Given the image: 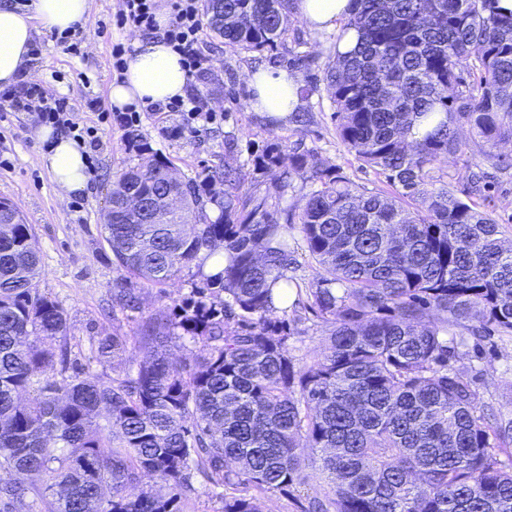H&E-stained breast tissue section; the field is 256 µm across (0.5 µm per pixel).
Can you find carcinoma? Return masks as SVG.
I'll return each mask as SVG.
<instances>
[{"label": "carcinoma", "instance_id": "carcinoma-1", "mask_svg": "<svg viewBox=\"0 0 512 512\" xmlns=\"http://www.w3.org/2000/svg\"><path fill=\"white\" fill-rule=\"evenodd\" d=\"M290 0H204L224 46L260 52L285 43ZM345 30L358 44L325 64L336 133L380 171L385 188H359L314 156L270 147L254 181L281 169L280 191L311 171L299 213L224 164L197 181L170 174L147 147L113 172L104 240L122 274L112 301L137 309L135 284H166L224 251L170 316L138 336L98 341L107 362L140 353L109 383L69 369L67 318L39 290L31 225L7 199L0 224V505L38 490L47 512H175L201 474L224 512H263L311 468L325 485L308 512H512V418L497 415L455 367L463 326L512 335V250L502 225L433 183L436 161L459 151L457 116L482 155L512 139V11L491 0H352ZM466 70L479 73L468 82ZM430 129L417 138L413 129ZM221 209L212 221L201 192ZM143 198L129 218L127 196ZM300 234L322 270L302 289L288 276ZM325 327L323 349L292 353L291 292ZM280 311L278 319L269 318ZM178 342L191 362L170 356ZM153 484L134 494L141 477Z\"/></svg>", "mask_w": 512, "mask_h": 512}]
</instances>
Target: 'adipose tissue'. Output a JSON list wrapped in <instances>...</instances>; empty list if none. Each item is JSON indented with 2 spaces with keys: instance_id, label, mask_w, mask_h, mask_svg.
Segmentation results:
<instances>
[{
  "instance_id": "ef3b65f1",
  "label": "adipose tissue",
  "mask_w": 512,
  "mask_h": 512,
  "mask_svg": "<svg viewBox=\"0 0 512 512\" xmlns=\"http://www.w3.org/2000/svg\"><path fill=\"white\" fill-rule=\"evenodd\" d=\"M350 0H299L298 12L308 28L331 30L345 20ZM89 21V0H30L28 11H21L10 0H0V90L13 87L29 72L30 45L35 27L59 34H70ZM189 75L180 56L165 41L139 43L122 82L112 85L110 101L116 107L135 103H161L183 98ZM250 86L255 98L250 106L269 118L282 121L300 102L297 74L285 68L261 67L252 73ZM42 140L51 147L42 161L63 195L87 193L90 175L84 145L69 136L41 127Z\"/></svg>"
}]
</instances>
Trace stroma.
I'll return each instance as SVG.
<instances>
[{
  "mask_svg": "<svg viewBox=\"0 0 512 512\" xmlns=\"http://www.w3.org/2000/svg\"><path fill=\"white\" fill-rule=\"evenodd\" d=\"M119 0H91L90 19L80 34L79 54L67 52L61 37L37 29L33 43L40 49L31 62L29 81L41 83L66 98L80 123L95 121L90 102L110 109L111 50L121 43L134 47L141 32L118 27L115 15ZM338 30L309 29L292 16L288 39L273 51L234 52L220 45L219 37L204 32L202 51L208 58L206 79H191L188 94L204 98L216 112L213 122L185 124L180 113L161 116L142 113L138 133L154 151L169 159L174 170L186 178L202 176L204 170L223 162L251 172V160L270 145H280L285 155H314L320 167L372 189L384 178L348 152L336 134L331 89L324 79V64L333 54ZM271 64L298 73L300 103L294 114L276 123L265 113L254 111L249 101V75L259 66ZM40 124L34 114L8 113L0 121V157L8 167L0 168V199L12 201L31 224L43 274L41 292L56 300L67 317L70 361L82 376L108 382L119 370L99 360L97 340L118 332L135 335L142 320L168 313L192 288L202 286L197 270L183 272L164 287H139L140 309L108 316L112 282L119 275L112 252L104 240L101 217L112 174L134 164L138 155L127 143L128 133L115 124L100 135L93 152L90 190L84 196L60 198L59 189L41 162L47 142L37 135ZM461 153L440 159L431 174L435 186H448L457 197L474 201L505 229L504 244L512 247V143L500 144L501 168L489 170L481 191H472L468 175L482 164L480 140L466 123H458ZM461 368L477 375V385L486 402L497 412L512 417V337L491 336L481 344L462 347Z\"/></svg>",
  "mask_w": 512,
  "mask_h": 512,
  "instance_id": "stroma-1",
  "label": "stroma"
}]
</instances>
